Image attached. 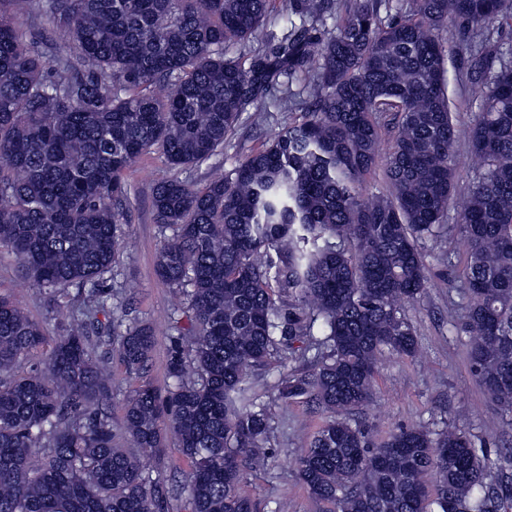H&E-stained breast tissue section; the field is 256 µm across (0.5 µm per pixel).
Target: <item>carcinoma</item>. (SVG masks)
<instances>
[{
    "label": "carcinoma",
    "instance_id": "1",
    "mask_svg": "<svg viewBox=\"0 0 512 512\" xmlns=\"http://www.w3.org/2000/svg\"><path fill=\"white\" fill-rule=\"evenodd\" d=\"M269 6L0 0V246L50 296L75 286L108 316L97 282L122 237L123 173L153 149L175 167L211 160L240 113L266 120L271 90L286 96L302 81V119L234 176L153 186L156 222L172 229L156 272L188 288L194 311L167 394L145 381L124 408L125 437L155 473L112 433L109 366L92 342L99 320L89 314L55 337L20 375L47 336L0 296V512H165L169 436L189 462V512H256L244 484L269 458L271 413L250 377L313 347L311 368L276 389L328 414L296 459L320 512H512V452L493 463L454 423L397 428L374 444L350 420L375 395L383 351L418 353L403 307L427 287L420 243L447 220L454 190L442 38L451 27L478 104L469 143L479 172L458 220L474 300L464 333L472 374L512 425V49L494 41L495 23L512 17L506 0H288L299 22L275 48L247 65L226 56V44L251 41ZM43 12L68 45L27 43L15 16ZM379 168L389 193L368 198L362 183ZM114 341L140 376L151 328L129 324Z\"/></svg>",
    "mask_w": 512,
    "mask_h": 512
}]
</instances>
